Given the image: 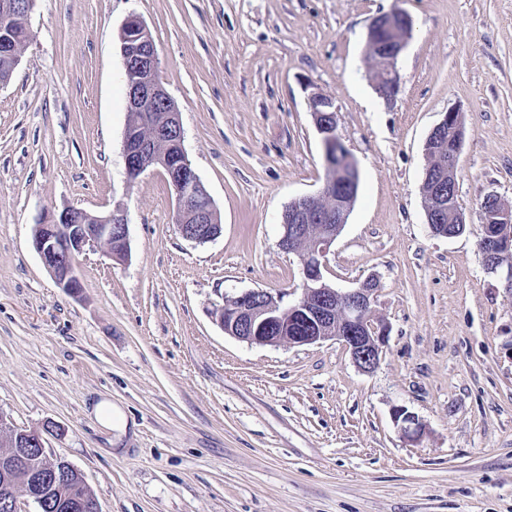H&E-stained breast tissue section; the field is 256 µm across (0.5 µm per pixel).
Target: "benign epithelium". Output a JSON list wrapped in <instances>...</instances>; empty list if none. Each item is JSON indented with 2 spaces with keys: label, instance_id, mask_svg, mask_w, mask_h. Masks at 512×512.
<instances>
[{
  "label": "benign epithelium",
  "instance_id": "1",
  "mask_svg": "<svg viewBox=\"0 0 512 512\" xmlns=\"http://www.w3.org/2000/svg\"><path fill=\"white\" fill-rule=\"evenodd\" d=\"M34 0H0V46L17 64L22 41L12 37L9 26L20 16H27ZM413 27L412 18L402 9H393L372 19L367 33V45L374 60L377 94L392 102L400 88L397 60L405 49ZM126 37L121 42V54L126 76V108L131 116L147 117L160 102L168 105L165 122L154 127L152 136L144 138L139 129H125L123 155L127 177L146 170L160 169L166 175L176 195V227L179 235L190 242L204 243L215 239L221 227L212 226L217 216L210 194L189 163L183 147V130L179 111L161 85L157 72V52L146 25L136 16L122 27ZM311 113L327 112L331 123L314 122L321 135L324 155L341 151L343 143L336 130L337 108L332 98L313 93L308 98ZM455 132L454 157H459L464 124L456 111L445 113L431 131L426 151L429 163L424 181L437 173L430 191L424 192L427 224H435L448 213L445 180H453L457 165L445 161L443 134L448 127ZM328 175L321 193L291 202L282 216L280 246L299 256L302 265L303 288L297 300L288 306L282 296L264 290L226 293L216 311L217 323L224 334L256 345H314L326 340H338L349 351L353 363L364 372L374 371L381 360L388 328L374 323L372 305L376 288L365 281L359 287L342 291L324 278L326 257L340 233L352 201L328 200V187L336 179L337 166L326 162ZM129 244L128 224L121 206L106 215L90 214L79 208H66L49 223L37 226L33 247L58 285L77 294L81 282L77 274L78 257L86 250L105 247L109 256L124 260L129 249L120 255L112 251V236ZM406 437L417 442L424 433L419 420L403 409L394 411ZM57 432V426L47 424L43 430L24 432L25 444L44 447V435ZM0 489L9 512H18L17 493L12 489L10 471L4 472ZM69 512H99L96 501L73 496L67 502Z\"/></svg>",
  "mask_w": 512,
  "mask_h": 512
}]
</instances>
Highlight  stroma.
Instances as JSON below:
<instances>
[{
    "instance_id": "obj_1",
    "label": "stroma",
    "mask_w": 512,
    "mask_h": 512,
    "mask_svg": "<svg viewBox=\"0 0 512 512\" xmlns=\"http://www.w3.org/2000/svg\"><path fill=\"white\" fill-rule=\"evenodd\" d=\"M413 30L392 102L375 91L371 19ZM139 17L180 112L187 157L222 230H176L162 171L128 180L121 29ZM0 82V414L47 423L100 512H512V292L477 242L480 204H512V0H35ZM331 97L360 186L327 256L346 291L373 278L388 340L360 371L337 340L255 345L224 334V292L303 286L279 246L288 204L326 181L311 93ZM464 118L457 202L434 236L426 141ZM72 206L123 207L130 254L86 251L71 295L32 246ZM109 399L128 428L92 413ZM402 408L425 427L409 441Z\"/></svg>"
}]
</instances>
